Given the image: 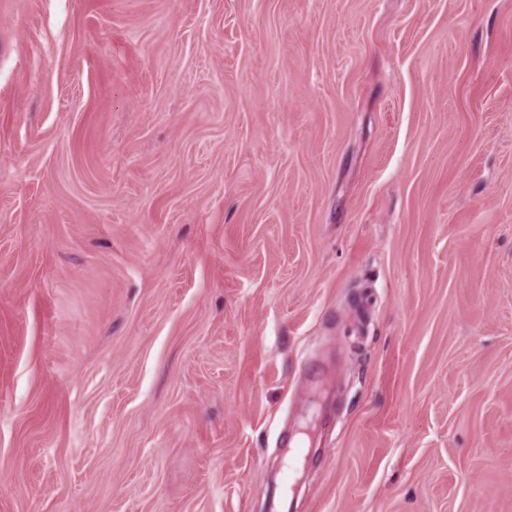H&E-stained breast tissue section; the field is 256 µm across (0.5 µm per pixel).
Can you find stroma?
Instances as JSON below:
<instances>
[{
  "instance_id": "35a3bbf8",
  "label": "stroma",
  "mask_w": 512,
  "mask_h": 512,
  "mask_svg": "<svg viewBox=\"0 0 512 512\" xmlns=\"http://www.w3.org/2000/svg\"><path fill=\"white\" fill-rule=\"evenodd\" d=\"M512 512V0H0V512ZM303 444H297L293 436L286 435L281 440V448H285L282 461L276 466L274 471L275 488L269 498L268 511L270 512H285V510L293 511V498L291 496L292 484L294 477L292 472H295V465L298 459L312 448Z\"/></svg>"
}]
</instances>
